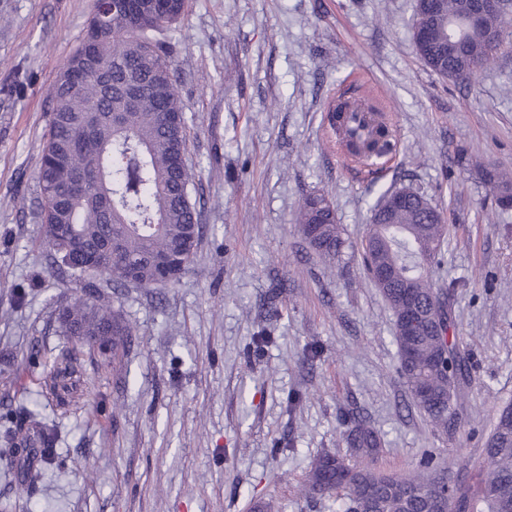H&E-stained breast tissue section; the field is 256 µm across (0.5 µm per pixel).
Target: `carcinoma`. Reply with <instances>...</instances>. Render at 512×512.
<instances>
[{"label": "carcinoma", "mask_w": 512, "mask_h": 512, "mask_svg": "<svg viewBox=\"0 0 512 512\" xmlns=\"http://www.w3.org/2000/svg\"><path fill=\"white\" fill-rule=\"evenodd\" d=\"M474 0H418L415 27L426 38L412 39L414 49L436 74L464 83L474 78L504 42L508 22L492 15L483 28L462 37L448 31V18L467 14ZM189 0H127L112 6L98 0L83 41L92 58L75 51L61 65L50 90L49 129L44 138L36 179L42 197L35 242L61 259L73 275H88L83 295L58 312L60 332L71 339L61 352L75 360L83 349L97 351L114 363L131 350L136 330L116 314L112 302L97 295L98 282L118 291L133 278L139 288H152L163 276L160 261L175 247L182 256L171 281L192 262L204 226L192 199L193 174L181 164L186 152V123L166 32L188 12ZM111 14L99 25L98 16ZM366 112L376 119L377 138L360 147L364 161H376L391 149L393 132L377 120L381 108L365 95L336 105L337 117ZM484 182L497 191V204L509 210L512 178L491 164L480 166ZM420 193L400 189L386 194L372 211L362 242L367 272L384 266L392 280L380 289L394 314L404 294L422 307L437 302L438 325L403 336L395 333L398 372L411 403L437 432H448L461 406L459 391L471 376L472 359L457 337L451 288L433 282L442 262L448 228L445 218ZM300 230L318 225L307 240L317 253L336 259L345 241L331 202L309 195L300 205ZM89 256L95 266L82 267ZM428 396H420L421 384ZM342 439L352 454L368 463L352 464L325 452L312 463L310 496L344 492V512H437L454 499L457 512H512V405L501 409L482 449L485 465L469 479L447 477L426 462L406 475L382 472L372 465L382 438L362 413L343 420ZM56 430L25 406L5 414L0 456L21 458L24 472L14 485L32 500L40 491L42 467L55 459Z\"/></svg>", "instance_id": "obj_1"}]
</instances>
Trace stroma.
Masks as SVG:
<instances>
[{
  "label": "stroma",
  "instance_id": "obj_1",
  "mask_svg": "<svg viewBox=\"0 0 512 512\" xmlns=\"http://www.w3.org/2000/svg\"><path fill=\"white\" fill-rule=\"evenodd\" d=\"M94 4L0 0V414L26 406L58 434L39 495L12 512H338L299 488L320 453L346 454L353 406L383 436L379 470L409 473L427 452L451 474L477 461L512 402V210L473 166L512 173V37L460 84L416 54V0H190L170 42L205 233L176 282L116 300L138 330L128 356L68 364L56 310L80 285L32 244L36 172L49 92ZM342 93L373 96L396 130L375 164L334 143ZM402 188L447 219L434 281L464 283L452 316L473 369L444 434L410 405L393 313L359 253L372 207ZM310 194L343 229L336 262L295 222ZM277 441L290 448L275 456Z\"/></svg>",
  "mask_w": 512,
  "mask_h": 512
}]
</instances>
